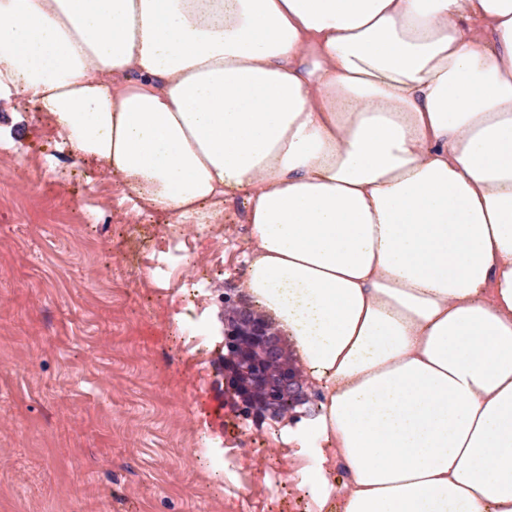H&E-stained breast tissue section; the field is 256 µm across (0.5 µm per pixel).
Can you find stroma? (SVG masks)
Returning a JSON list of instances; mask_svg holds the SVG:
<instances>
[{
    "mask_svg": "<svg viewBox=\"0 0 512 512\" xmlns=\"http://www.w3.org/2000/svg\"><path fill=\"white\" fill-rule=\"evenodd\" d=\"M58 140L38 111L0 100V512H288L236 429L266 440L281 473L311 468L294 436L322 404L317 385L285 416L246 411L227 390L224 330L250 226L225 202L222 257L189 231L165 246L152 224ZM157 270L125 286L117 256ZM201 302L178 320L173 284Z\"/></svg>",
    "mask_w": 512,
    "mask_h": 512,
    "instance_id": "35a3bbf8",
    "label": "stroma"
}]
</instances>
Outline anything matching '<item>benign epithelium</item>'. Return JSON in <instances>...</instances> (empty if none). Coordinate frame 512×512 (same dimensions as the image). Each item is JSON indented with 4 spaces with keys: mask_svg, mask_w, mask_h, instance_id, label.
<instances>
[{
    "mask_svg": "<svg viewBox=\"0 0 512 512\" xmlns=\"http://www.w3.org/2000/svg\"><path fill=\"white\" fill-rule=\"evenodd\" d=\"M243 333L253 342L258 356L237 357L233 352L236 335ZM279 342L269 327L260 321L248 319L246 324L236 330L227 328L225 333V358L228 360L229 370L227 381H233L237 387L249 390L258 385L267 387L266 401L270 404H277L282 398L298 397L295 379L288 369L275 377H270L265 368V361L276 357Z\"/></svg>",
    "mask_w": 512,
    "mask_h": 512,
    "instance_id": "benign-epithelium-1",
    "label": "benign epithelium"
}]
</instances>
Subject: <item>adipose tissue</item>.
<instances>
[{"label":"adipose tissue","mask_w":512,"mask_h":512,"mask_svg":"<svg viewBox=\"0 0 512 512\" xmlns=\"http://www.w3.org/2000/svg\"><path fill=\"white\" fill-rule=\"evenodd\" d=\"M2 97L170 229L245 196L319 504L512 512V0H0Z\"/></svg>","instance_id":"1"}]
</instances>
